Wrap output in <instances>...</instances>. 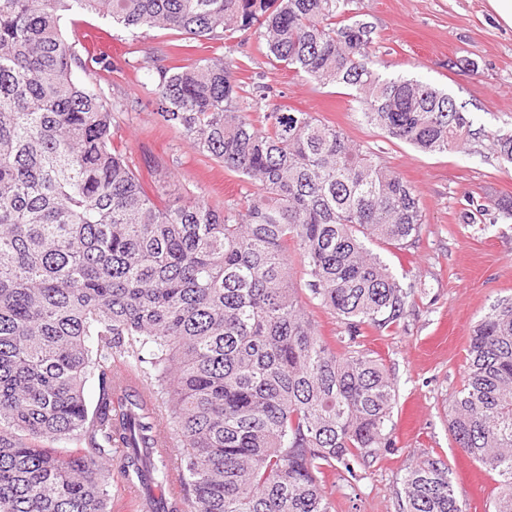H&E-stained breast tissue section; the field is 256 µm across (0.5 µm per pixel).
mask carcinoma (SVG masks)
Returning <instances> with one entry per match:
<instances>
[{"mask_svg":"<svg viewBox=\"0 0 512 512\" xmlns=\"http://www.w3.org/2000/svg\"><path fill=\"white\" fill-rule=\"evenodd\" d=\"M353 2L0 0V512H112L114 478L142 484L147 512H333L325 471L357 482L393 448V378L357 338L407 315L414 289L366 242L416 241L414 188L268 87L245 89L221 54L157 66V114L249 189L222 209L202 195L162 206L112 142L129 105L77 81L60 29L78 8L252 40L319 86L351 89L387 137L464 149L466 112L429 83L380 74ZM492 142L512 163V132ZM298 273L346 326L344 350L317 329ZM447 415L457 448L500 477L488 512H512V296L472 329ZM175 480L183 495L154 494ZM398 504L468 512L430 456Z\"/></svg>","mask_w":512,"mask_h":512,"instance_id":"carcinoma-1","label":"carcinoma"}]
</instances>
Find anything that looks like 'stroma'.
Returning <instances> with one entry per match:
<instances>
[{
	"mask_svg": "<svg viewBox=\"0 0 512 512\" xmlns=\"http://www.w3.org/2000/svg\"><path fill=\"white\" fill-rule=\"evenodd\" d=\"M354 7L376 28L372 53L380 72L444 90L463 105L479 135L463 151L424 154L361 123L349 89L318 86L269 61L250 41L235 42L224 54L238 79L269 85L273 103L312 113L370 148L411 183L424 209L414 245L373 247L403 284L415 288L404 322L363 341L394 378L395 447L381 452L356 485L347 483L344 470L328 472L334 512H397L402 478L425 455L449 464L455 493L469 512H487L499 478L457 450L444 408L464 380L473 326L498 298L512 295V219L494 211L472 224L465 217L489 200L512 197V164L499 157L490 139L495 131L512 130V30L498 24L486 0H355ZM65 32L76 52H83L91 34L108 53L121 56L117 66L94 63L75 77L105 102L139 104L138 113L115 114L113 139L148 192H162L167 200L201 193L217 207L243 196L242 178L199 154L157 113L147 62L168 64L174 45H185L186 36L126 29L87 12L69 15ZM462 57L474 60L477 70L455 68L454 60Z\"/></svg>",
	"mask_w": 512,
	"mask_h": 512,
	"instance_id": "stroma-1",
	"label": "stroma"
}]
</instances>
